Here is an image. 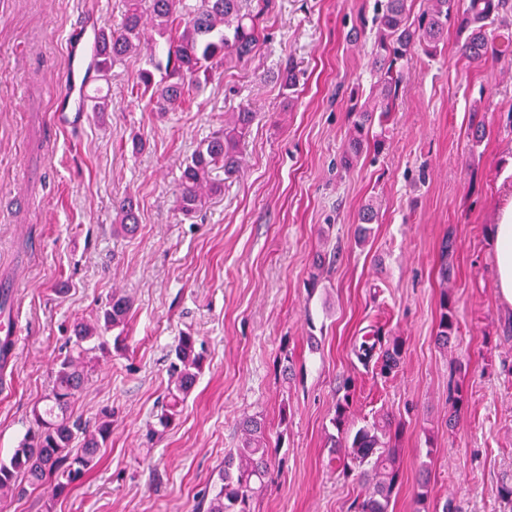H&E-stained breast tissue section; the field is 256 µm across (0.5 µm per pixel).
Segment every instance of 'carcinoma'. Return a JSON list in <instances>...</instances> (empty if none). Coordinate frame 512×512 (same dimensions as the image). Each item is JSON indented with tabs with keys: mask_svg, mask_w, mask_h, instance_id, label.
Segmentation results:
<instances>
[{
	"mask_svg": "<svg viewBox=\"0 0 512 512\" xmlns=\"http://www.w3.org/2000/svg\"><path fill=\"white\" fill-rule=\"evenodd\" d=\"M125 0L120 26L100 27L95 45L99 72L132 56H142L134 88L149 96L159 112L190 102L221 67L246 65L265 42L267 19L274 0ZM150 16L152 28L164 42V54L151 49L142 53V19ZM512 16V0H423L411 16L408 0H376L370 28L374 83L364 102L349 109L350 130L344 166L350 167L368 149L380 153L382 139H370L375 122H383L399 98L404 81V62L419 50L428 57L440 53V45L454 26L459 36L460 56L471 64L512 57V32L505 25ZM254 115L247 109L224 114V126L200 141L181 168L177 209L188 218L203 206V195H219L224 180L241 171V144ZM113 226L124 234L135 232L138 217L130 198L112 203ZM378 221V206L370 199L358 212L359 224ZM454 248L443 242L439 274L447 281L454 273ZM131 309L129 297L116 291L101 305L91 322L73 324L66 352L59 355L47 393L30 411L29 425L7 459L0 458V502L21 498L48 484L54 496H66L80 485L95 465L101 448L112 434V409L99 411L94 421L83 422L72 415V405L85 389L93 368L125 347L124 327ZM457 331L452 301L443 294L436 343L442 348ZM403 345L378 330L355 340L352 354L364 366L374 365L383 377L400 365ZM204 363L203 344L198 337L182 333L169 350L165 402L155 422L149 424L148 440L174 426L195 388ZM353 392L345 385L336 400L331 425L344 449L338 462L346 471L358 469L365 493L355 512H390L392 494L400 480L393 438L401 424L388 412L356 428L352 421ZM464 407L461 386L449 397L448 421L458 418ZM272 449L265 422L247 417L241 422V441L224 455L207 507L196 512H252L253 498L268 484Z\"/></svg>",
	"mask_w": 512,
	"mask_h": 512,
	"instance_id": "carcinoma-1",
	"label": "carcinoma"
}]
</instances>
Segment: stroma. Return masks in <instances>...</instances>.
<instances>
[{"label": "stroma", "mask_w": 512, "mask_h": 512, "mask_svg": "<svg viewBox=\"0 0 512 512\" xmlns=\"http://www.w3.org/2000/svg\"><path fill=\"white\" fill-rule=\"evenodd\" d=\"M373 3L275 0L260 52L245 68L218 70L173 112L131 94L137 58L116 64L100 82L107 111L88 112L72 132L53 112L68 40L75 23H119L122 0H0V283L23 328L16 360L0 364V457L22 438L72 323L112 292L132 302L126 350L97 365L74 405L87 421L112 409L95 466L68 496L46 487L6 512H44L49 500L54 512H194L248 416L263 418L277 445L252 512H354L362 482L329 463L348 378L356 425L383 410L402 423L391 512H440L448 499L458 512H512L499 494L512 482V308L493 279L497 210L512 183V62L471 66L452 36L437 57L415 53L389 121L372 129L383 152L342 169L350 94L372 84L370 47L352 28ZM290 60L289 98L276 72ZM242 107L256 118L239 176L196 217L182 216V161ZM477 122L486 134L475 142ZM125 195L140 214L131 237L112 232V201ZM370 199L379 217L361 242L357 213ZM448 238L456 277L447 284L438 270ZM445 295L458 331L444 350L435 336ZM370 325L403 342L386 379L350 353ZM183 332L203 341V371L178 425L150 442ZM458 362L466 372H454ZM458 385L466 403L452 422Z\"/></svg>", "instance_id": "1"}]
</instances>
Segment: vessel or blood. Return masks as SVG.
<instances>
[{
	"instance_id": "obj_1",
	"label": "vessel or blood",
	"mask_w": 512,
	"mask_h": 512,
	"mask_svg": "<svg viewBox=\"0 0 512 512\" xmlns=\"http://www.w3.org/2000/svg\"><path fill=\"white\" fill-rule=\"evenodd\" d=\"M88 45L86 28H78L70 41L67 66L63 72V92L54 102V112L59 124L80 125L85 116V104L94 93L98 78L89 72L85 63Z\"/></svg>"
}]
</instances>
